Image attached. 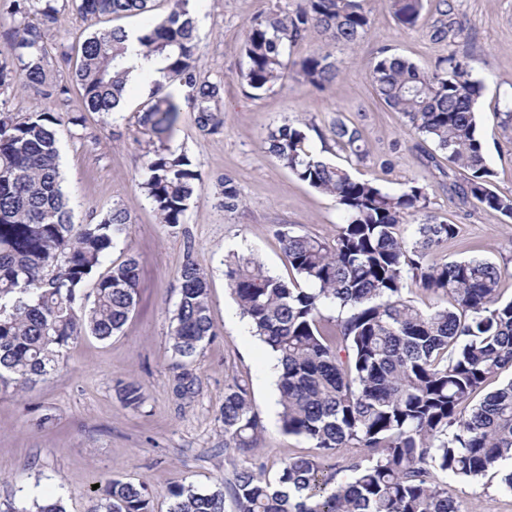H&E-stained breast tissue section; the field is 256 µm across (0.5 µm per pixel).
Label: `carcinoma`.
I'll list each match as a JSON object with an SVG mask.
<instances>
[{"label":"carcinoma","instance_id":"cac0c4a2","mask_svg":"<svg viewBox=\"0 0 512 512\" xmlns=\"http://www.w3.org/2000/svg\"><path fill=\"white\" fill-rule=\"evenodd\" d=\"M151 0H80L90 15L124 17L150 11ZM191 0H171L169 14L145 24L142 52L167 61L168 82L186 87L184 99L198 130L214 134L223 125L221 82L197 74V36ZM396 18L414 25L422 0H390ZM13 26L0 47V388L34 383L55 370L62 352L81 336L100 340L120 331L138 300L134 257L98 276L93 294L86 282L100 268L130 224L115 205L94 224L76 225L63 186L56 126L59 113L11 112L8 90H30L62 101L68 88L48 79L46 35L59 0H9ZM451 12H441L434 37L455 35ZM369 26L366 0H297L288 12L270 10L247 27L237 78L258 97L293 67L323 89L341 70L332 53L315 51L299 60L286 49L315 33L328 47L353 49ZM125 30L90 33L81 46L73 78L85 109L117 113L127 97ZM447 66L429 71L384 48L367 65L377 95L412 128L446 153L448 169L467 171L455 188L462 205L499 213L512 223V194L497 191L487 166L475 104L483 93L465 58L451 53ZM181 112L178 97L153 83L152 100L139 124L162 137ZM313 125L284 124L269 132L267 151L310 187L332 196L343 213L335 238L326 242L288 229L279 231L295 279L287 282L251 256L226 264L227 286L240 313L277 360L278 403L283 431L305 438L316 456H294L273 477L258 462L264 431L246 379L224 388L220 419L224 453L234 465L233 512H462L437 474L465 481L504 469L512 491V379L472 406L461 407L491 378L512 371V300L500 297V282L512 273L486 259L441 262L429 255L457 234L427 212L424 188L411 183L386 190L316 153ZM336 147L357 162L360 130L338 121ZM201 173L184 152L158 147L146 162L143 189L162 224L184 222L196 198ZM242 199L224 176V210ZM422 215L412 238L399 230L407 216ZM179 301L171 331L172 392L193 399L203 390L195 357L214 337L207 276L188 261L179 271ZM414 284L436 298L424 310L403 297ZM334 309L332 318L326 312ZM335 322V330L328 323ZM134 408L140 388L120 391ZM346 448L350 478L338 479L323 458ZM170 512H225L220 491L201 493L175 483ZM105 512H153L146 489L111 480L103 490Z\"/></svg>","mask_w":512,"mask_h":512}]
</instances>
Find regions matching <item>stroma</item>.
Instances as JSON below:
<instances>
[{"label": "stroma", "instance_id": "35a3bbf8", "mask_svg": "<svg viewBox=\"0 0 512 512\" xmlns=\"http://www.w3.org/2000/svg\"><path fill=\"white\" fill-rule=\"evenodd\" d=\"M463 32L454 41L433 37L439 0H423L415 25L399 23L389 0H367L370 27L355 49L336 50L342 74L317 90L295 73L259 97H251L237 73L244 65L242 43L249 22L272 9H293L296 0H203L197 10L198 70L223 84V125L205 135L191 110L181 112L165 139L143 132L137 124L148 92L131 91L125 111L114 117L86 111L72 73L80 62L85 34L116 25L143 26L146 17L115 20L83 14L79 0H67L50 25L47 45L53 59L51 81L69 86L66 101L47 103L30 92L14 91L13 112L24 115L52 107L62 118L58 141L64 187L73 221L87 224L112 206L125 208L131 224L111 249L109 261L135 257L141 269L140 300L121 331L102 341L78 339L66 349L58 367L32 387L0 390V512H21L34 502L58 499L67 512H90L96 486L118 479L145 487L153 512H168L167 490L180 482L209 492L226 489L234 467L224 455L220 409L224 384L241 375L249 381L252 400L265 426L260 455L268 473L282 461L307 456L304 438L286 434L276 396L268 379L271 355L245 328L224 276L228 255L251 254L276 276L292 272L277 236L287 228L330 240L343 222L335 200L298 180L265 150L277 126L315 125V151L351 166L361 178L387 190L409 183L422 186L428 210L438 220L457 225L458 234L435 253L442 260L512 261V224L492 210L463 207L452 199L451 183H464L465 171L449 170L444 153L416 133L399 113L378 97L366 66L380 48L434 69L440 59L467 51L474 78L485 89L476 104L484 154L498 191L512 193V0H449ZM70 54L58 59L59 49ZM72 115L82 125L69 124ZM352 121L361 132L365 162H350L339 148H326L323 134L336 120ZM185 152L201 173L199 200L183 224L159 222L139 186L148 152L157 146ZM232 177L243 200L234 212L224 209L222 181ZM205 271L210 285L214 338L196 358L204 388L193 400H178L171 390L172 316L179 300L178 272L186 261ZM139 386L144 403L125 406L118 384ZM448 493L468 512H512V494L499 478L463 482L442 475Z\"/></svg>", "mask_w": 512, "mask_h": 512}]
</instances>
